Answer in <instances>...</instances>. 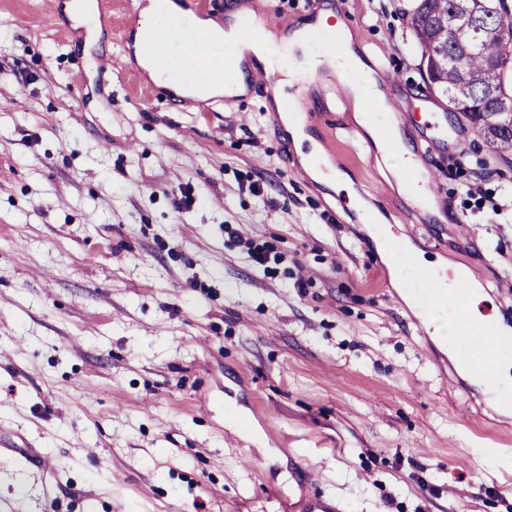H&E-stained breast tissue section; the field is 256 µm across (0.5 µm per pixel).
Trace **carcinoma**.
<instances>
[{
  "label": "carcinoma",
  "instance_id": "carcinoma-1",
  "mask_svg": "<svg viewBox=\"0 0 512 512\" xmlns=\"http://www.w3.org/2000/svg\"><path fill=\"white\" fill-rule=\"evenodd\" d=\"M495 0H418L410 26L430 78L448 104L476 128L493 121L492 148L512 151V89L504 72L512 62V22L503 23ZM478 26L482 35L470 40Z\"/></svg>",
  "mask_w": 512,
  "mask_h": 512
}]
</instances>
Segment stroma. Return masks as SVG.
I'll return each mask as SVG.
<instances>
[{
    "label": "stroma",
    "instance_id": "1",
    "mask_svg": "<svg viewBox=\"0 0 512 512\" xmlns=\"http://www.w3.org/2000/svg\"><path fill=\"white\" fill-rule=\"evenodd\" d=\"M69 0H0V512H512V415L462 381L370 235L468 269L512 319V153L449 120L407 24L415 0H341L350 40L398 73L373 123L425 141L441 220L415 221L353 99L313 129L364 201L306 182L265 93L144 92L127 17L95 36ZM266 27L321 0H264ZM464 147L452 151L450 141ZM193 201L175 205L178 188ZM264 245L256 264L240 240Z\"/></svg>",
    "mask_w": 512,
    "mask_h": 512
}]
</instances>
